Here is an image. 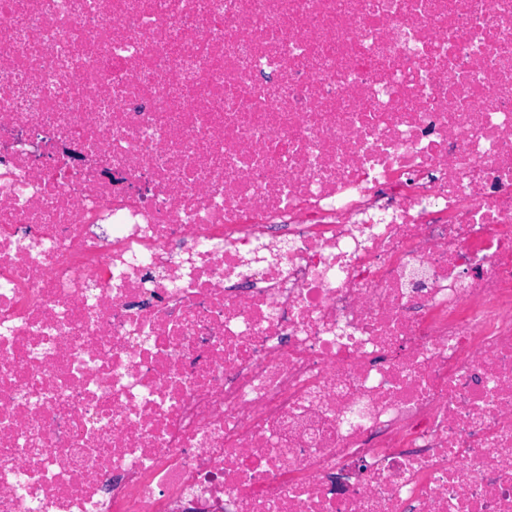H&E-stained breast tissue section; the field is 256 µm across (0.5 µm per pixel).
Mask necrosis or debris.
<instances>
[{"label": "necrosis or debris", "instance_id": "4bbe7bcc", "mask_svg": "<svg viewBox=\"0 0 512 512\" xmlns=\"http://www.w3.org/2000/svg\"><path fill=\"white\" fill-rule=\"evenodd\" d=\"M0 512H512V0H0Z\"/></svg>", "mask_w": 512, "mask_h": 512}]
</instances>
